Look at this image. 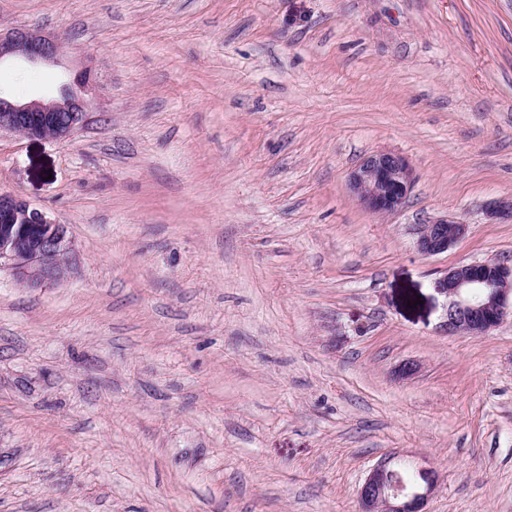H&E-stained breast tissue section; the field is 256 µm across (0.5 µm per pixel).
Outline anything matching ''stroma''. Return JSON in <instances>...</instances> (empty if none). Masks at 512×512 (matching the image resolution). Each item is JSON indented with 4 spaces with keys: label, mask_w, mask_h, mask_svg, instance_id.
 <instances>
[{
    "label": "stroma",
    "mask_w": 512,
    "mask_h": 512,
    "mask_svg": "<svg viewBox=\"0 0 512 512\" xmlns=\"http://www.w3.org/2000/svg\"><path fill=\"white\" fill-rule=\"evenodd\" d=\"M15 26L62 52L0 91L92 114L0 132V192L71 241L60 282L0 267V512H361L388 457L438 473L426 512H512V317L445 335L433 288L512 264V0H0ZM377 151L415 177L386 216L348 188ZM467 232V224L456 217L432 219L420 226L416 248L424 257L447 252Z\"/></svg>",
    "instance_id": "35a3bbf8"
}]
</instances>
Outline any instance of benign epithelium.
<instances>
[{
    "mask_svg": "<svg viewBox=\"0 0 512 512\" xmlns=\"http://www.w3.org/2000/svg\"><path fill=\"white\" fill-rule=\"evenodd\" d=\"M59 51L55 40L25 28L0 32V61L7 57L50 60ZM89 112V103L74 95L24 103L0 95V131L64 139L87 123ZM413 183L408 162L387 151L364 157L349 176L350 191L378 215L398 211ZM490 215L512 221V197L495 201ZM466 232L467 224L456 217L432 219L420 226L417 251L424 257L444 253ZM67 250L65 225L17 196L0 193V266L8 265L21 284L35 288L61 281ZM433 288L447 298L439 328L448 335H485L512 314V266L504 262L460 263L436 278ZM400 472L401 466L390 458L371 469L359 490L361 512H425L436 484L434 471L417 469L421 477L417 483L403 481Z\"/></svg>",
    "mask_w": 512,
    "mask_h": 512,
    "instance_id": "obj_1",
    "label": "benign epithelium"
}]
</instances>
